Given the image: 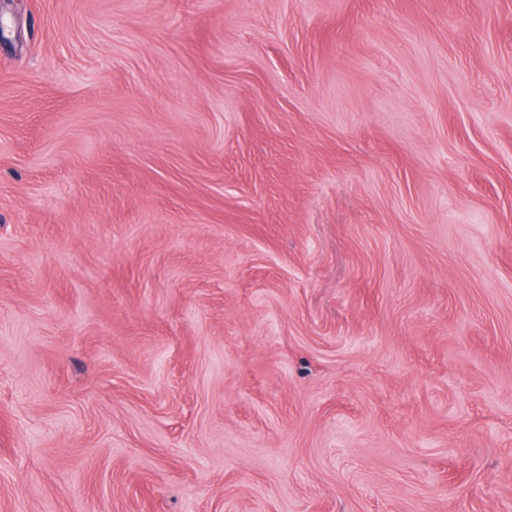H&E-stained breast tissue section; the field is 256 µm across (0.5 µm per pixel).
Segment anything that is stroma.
Instances as JSON below:
<instances>
[{
	"label": "stroma",
	"mask_w": 512,
	"mask_h": 512,
	"mask_svg": "<svg viewBox=\"0 0 512 512\" xmlns=\"http://www.w3.org/2000/svg\"><path fill=\"white\" fill-rule=\"evenodd\" d=\"M0 512H512V0H0Z\"/></svg>",
	"instance_id": "35a3bbf8"
}]
</instances>
